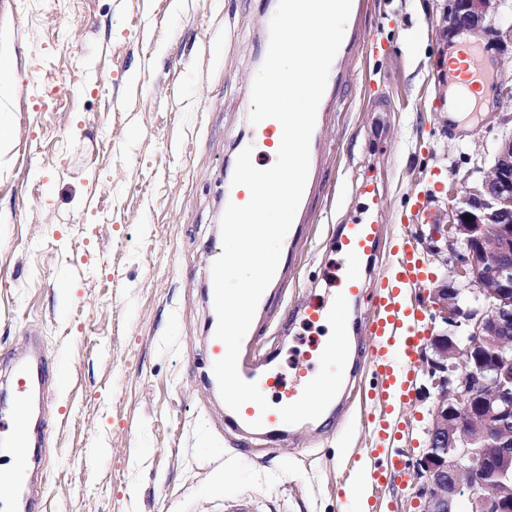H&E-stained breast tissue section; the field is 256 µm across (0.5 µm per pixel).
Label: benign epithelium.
I'll return each instance as SVG.
<instances>
[{
  "instance_id": "7a95c632",
  "label": "benign epithelium",
  "mask_w": 512,
  "mask_h": 512,
  "mask_svg": "<svg viewBox=\"0 0 512 512\" xmlns=\"http://www.w3.org/2000/svg\"><path fill=\"white\" fill-rule=\"evenodd\" d=\"M503 0H449L455 30L512 43ZM453 278L433 289L440 329L427 374L439 395L417 462L424 512H512V132L490 172L462 186L437 230ZM493 482L485 481L486 474Z\"/></svg>"
}]
</instances>
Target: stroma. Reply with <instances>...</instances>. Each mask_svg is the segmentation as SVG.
<instances>
[{"instance_id":"35a3bbf8","label":"stroma","mask_w":512,"mask_h":512,"mask_svg":"<svg viewBox=\"0 0 512 512\" xmlns=\"http://www.w3.org/2000/svg\"><path fill=\"white\" fill-rule=\"evenodd\" d=\"M273 0H0L12 76V151L0 164V365L28 341L58 364L40 512H343L365 449L389 475L368 482V512H422L415 464L437 395L420 357L406 397L385 398L370 335L343 391L344 429L314 422L277 444L226 422L208 388L212 316L202 262L221 245L224 167L248 130ZM448 0H366L359 47L333 98L334 141L307 200L310 221L285 288L274 290L256 353L302 360L326 325L301 324L298 299L335 289L339 225L365 213L357 188L383 195L382 240L368 278L391 273L409 239L427 270L404 290L423 309L446 258L429 250L451 183L481 177L512 131V46L476 38L483 103L448 118L456 87ZM384 415L378 440L368 414Z\"/></svg>"}]
</instances>
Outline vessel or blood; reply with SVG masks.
<instances>
[{"mask_svg":"<svg viewBox=\"0 0 512 512\" xmlns=\"http://www.w3.org/2000/svg\"><path fill=\"white\" fill-rule=\"evenodd\" d=\"M460 90L453 101L457 111L470 109L473 90L481 70L473 48L460 52ZM328 98H321L316 123L310 140V161L318 163L324 141L325 117ZM282 135L278 121L267 119L253 125L249 134L240 137L238 149H251L252 162L260 169L266 168L268 157L277 155ZM380 239L377 218L361 219L344 225L341 242L344 246V265L336 283L334 298L326 303H309L299 308L303 321L313 325L331 323L333 330L319 344L312 347L302 364L296 366L292 376H284L276 357L254 360L249 355L252 334H245L238 357L240 377L256 383L263 392H272L274 398L267 411H260L256 404L242 406L240 411L229 412L234 424L262 433L270 440H278L281 423L304 426L324 411L333 409L337 391L346 373L349 347L347 328L337 319L336 309L360 297L363 291V261L375 251ZM423 270L408 242H400L396 270L385 278L379 290V302L370 333L374 338L372 356L377 366L381 389L386 393H403L410 386L408 371L412 356L417 351L421 337L417 325L422 312L408 308L402 299L407 282L420 280ZM321 365L325 374L321 382H313L309 370ZM47 358L39 344H31L8 365L5 381L14 408H0V492L15 495L22 507H30L40 497L38 479L45 467L43 449L32 447L26 436L22 420L34 394L46 392L49 387Z\"/></svg>","mask_w":512,"mask_h":512,"instance_id":"b4317fda","label":"vessel or blood"}]
</instances>
